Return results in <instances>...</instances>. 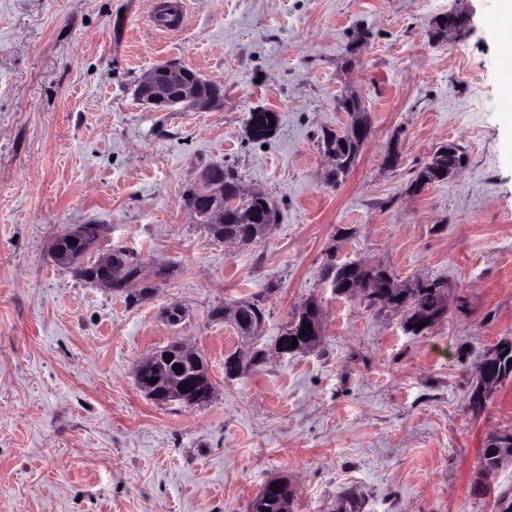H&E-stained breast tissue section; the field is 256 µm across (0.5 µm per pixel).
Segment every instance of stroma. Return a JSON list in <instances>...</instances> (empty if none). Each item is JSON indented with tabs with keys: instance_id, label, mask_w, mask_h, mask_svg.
Here are the masks:
<instances>
[{
	"instance_id": "1",
	"label": "stroma",
	"mask_w": 512,
	"mask_h": 512,
	"mask_svg": "<svg viewBox=\"0 0 512 512\" xmlns=\"http://www.w3.org/2000/svg\"><path fill=\"white\" fill-rule=\"evenodd\" d=\"M175 31L151 0H0V512H247L287 477L291 512H493L512 465L473 493L479 450L512 430V377L481 412L475 364L512 339V100L499 0H181ZM468 16L436 38L433 22ZM176 60L222 86V109L155 112L135 90ZM358 96L370 125L346 181L326 183L324 131ZM279 116L250 139L253 109ZM461 167L413 192L441 146ZM397 152L396 163L386 160ZM234 167L277 204L267 234L211 238L184 198L202 167ZM95 224L136 252L147 299L76 279L50 252ZM436 280L446 313L420 334L321 279L328 258ZM174 266L157 278L158 264ZM255 294L245 337L213 309ZM321 309L310 352L276 353L290 317ZM186 310L169 325L160 311ZM172 342L201 352L214 396L158 404L137 365ZM266 353L224 376V360Z\"/></svg>"
}]
</instances>
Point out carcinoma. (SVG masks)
I'll return each instance as SVG.
<instances>
[{"mask_svg":"<svg viewBox=\"0 0 512 512\" xmlns=\"http://www.w3.org/2000/svg\"><path fill=\"white\" fill-rule=\"evenodd\" d=\"M278 122L277 113L267 117V112H252L248 119V133L254 140L267 137V132L274 130L271 123ZM322 146L325 153H333L340 158L339 166L329 173V180L333 183L346 177L355 166L360 154L362 144L357 138L347 131L335 133L329 131L322 137ZM218 181L224 189V223L206 224L204 228L210 236L218 240L235 239L243 245H248L255 240L254 232L258 225L265 224L276 219L277 207L275 202L265 194L260 196H237V188L240 179L237 172L221 163L213 164ZM448 178V167L438 171L425 167L414 182V189L419 191L427 184L440 182ZM98 225H84V237L78 242H73L68 235L59 237L62 248L75 254L84 252L90 245L96 242ZM139 257L129 250L116 246L112 248V260L107 271L112 283V291L124 294L129 298H144L148 296L151 287L141 283ZM322 278L331 280L336 284L335 293L348 295L354 288H361L366 292L365 301L367 308H375L382 311L386 308L407 311L403 327L409 333L414 329L408 327L411 320L421 312H429L439 315L445 311L444 286L438 281H427L425 285L418 287L411 295L393 302L385 295L393 275L385 268H365L359 262L336 264L328 262L322 270ZM265 299L256 295L250 300L241 301L236 305L234 321L243 334L254 328H259L264 321ZM319 311L316 304L312 303L299 310L288 322L283 335L291 337L295 329L293 324H302L311 311ZM512 355L503 359L498 355L486 353L477 364L474 372L473 389L483 386L495 388L512 376ZM182 366V371L177 373L173 366ZM207 373L204 357L194 351L189 353L180 350L175 345H168L155 351L154 359L137 369L136 381L138 387L148 395L161 400L165 395L176 390L179 386H189L194 380ZM502 458L499 448L487 440L479 454V467L472 481L473 488L479 489L483 477L500 469ZM293 496L288 480H280L279 488L270 485L264 486L261 491L249 502L248 512H282L285 499ZM358 497L352 490H346L339 495L337 512H359Z\"/></svg>","mask_w":512,"mask_h":512,"instance_id":"1","label":"carcinoma"}]
</instances>
